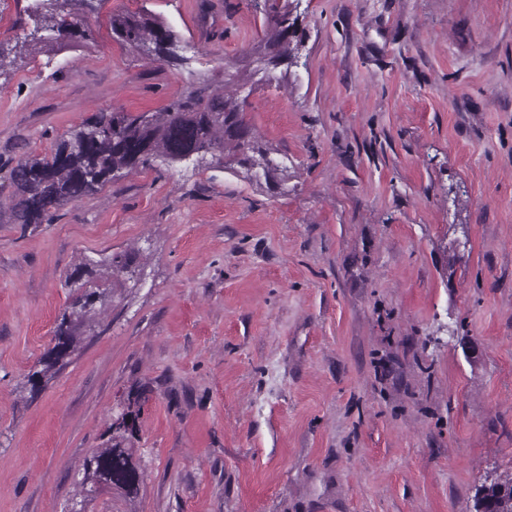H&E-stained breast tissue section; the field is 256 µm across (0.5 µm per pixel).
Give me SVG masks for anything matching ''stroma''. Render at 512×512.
Instances as JSON below:
<instances>
[{
  "instance_id": "1",
  "label": "stroma",
  "mask_w": 512,
  "mask_h": 512,
  "mask_svg": "<svg viewBox=\"0 0 512 512\" xmlns=\"http://www.w3.org/2000/svg\"><path fill=\"white\" fill-rule=\"evenodd\" d=\"M281 84L242 106L278 187L154 162L19 224L3 172L98 112L223 87L266 0H103L69 49L0 0V512H474L512 477V0H290ZM147 10L165 63L115 40ZM132 252L70 355L29 378L82 293ZM136 498L80 496L119 417ZM109 25L113 37L122 44L136 50H144L151 44L158 56L166 45L177 47L181 43L180 34L172 26L144 10L112 13Z\"/></svg>"
}]
</instances>
